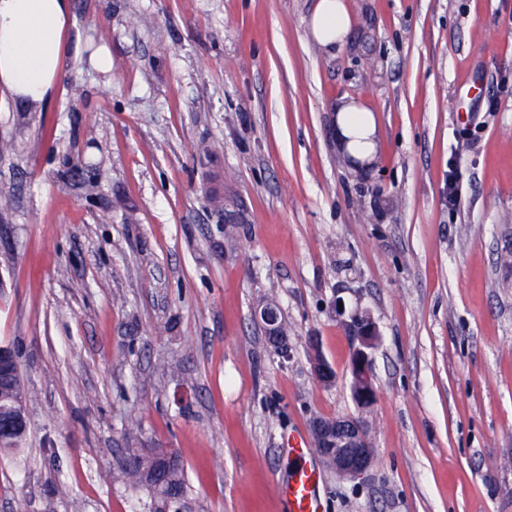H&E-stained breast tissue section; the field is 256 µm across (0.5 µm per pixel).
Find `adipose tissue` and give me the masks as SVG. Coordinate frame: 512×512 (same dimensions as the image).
<instances>
[{"label": "adipose tissue", "instance_id": "1", "mask_svg": "<svg viewBox=\"0 0 512 512\" xmlns=\"http://www.w3.org/2000/svg\"><path fill=\"white\" fill-rule=\"evenodd\" d=\"M352 25L349 0H317L309 19L313 38L328 50L345 43ZM74 28L71 0H0V98L40 108L64 73L81 61L111 71L109 49L83 56L82 38ZM376 132L375 116L361 101L345 98L337 105L338 148L361 166L375 159Z\"/></svg>", "mask_w": 512, "mask_h": 512}]
</instances>
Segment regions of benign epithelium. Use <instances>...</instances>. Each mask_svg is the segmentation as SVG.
I'll return each mask as SVG.
<instances>
[{
  "instance_id": "obj_1",
  "label": "benign epithelium",
  "mask_w": 512,
  "mask_h": 512,
  "mask_svg": "<svg viewBox=\"0 0 512 512\" xmlns=\"http://www.w3.org/2000/svg\"><path fill=\"white\" fill-rule=\"evenodd\" d=\"M279 308L273 302L266 303L258 312L257 318L262 323L268 339L275 340L277 351L286 356L291 351L288 337L281 335ZM361 323L350 332L358 343L355 348V370L357 382L353 390L356 403L370 406L375 399L371 381L370 361L377 337L378 328L367 317L357 316ZM314 350L313 369L315 374L324 376L323 382L330 385L335 381L331 365L321 355L318 345L311 343ZM18 361L9 347L0 346V385H13L18 378ZM29 418L27 400L22 391H17L9 412L0 417V440L14 441L27 433ZM312 430L317 439V451L332 463L336 473L344 478L355 479L367 472L372 465L374 448L367 437L364 424L353 418H338L333 422L313 419Z\"/></svg>"
}]
</instances>
